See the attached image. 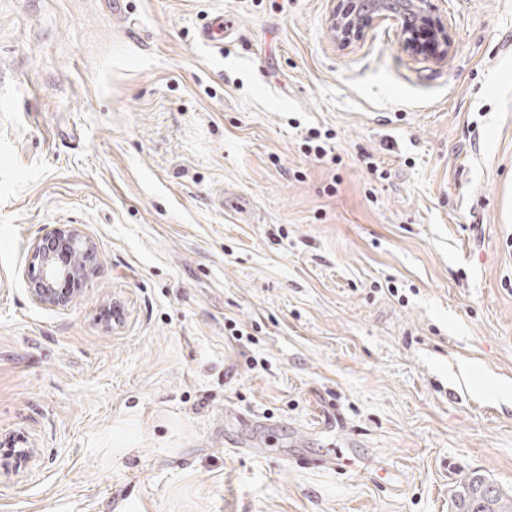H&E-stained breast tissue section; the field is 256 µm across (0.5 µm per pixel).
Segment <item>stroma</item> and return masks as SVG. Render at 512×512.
I'll list each match as a JSON object with an SVG mask.
<instances>
[{
  "label": "stroma",
  "mask_w": 512,
  "mask_h": 512,
  "mask_svg": "<svg viewBox=\"0 0 512 512\" xmlns=\"http://www.w3.org/2000/svg\"><path fill=\"white\" fill-rule=\"evenodd\" d=\"M436 3L438 63L390 20L338 45L332 0H0V512L512 489V0ZM68 225L93 270L36 304L30 246Z\"/></svg>",
  "instance_id": "obj_1"
}]
</instances>
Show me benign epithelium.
<instances>
[{"label":"benign epithelium","instance_id":"obj_1","mask_svg":"<svg viewBox=\"0 0 512 512\" xmlns=\"http://www.w3.org/2000/svg\"><path fill=\"white\" fill-rule=\"evenodd\" d=\"M434 0H417L415 10L406 14H393L391 19L400 31V43L403 50L413 57L431 61H442L448 57L453 42L447 25L436 16ZM330 30L334 40L346 44L355 37H360L363 24L356 15V9L335 10L330 16ZM62 237L67 240L75 256L74 271L86 272L83 264L93 261L97 255L94 239L76 226L59 227L53 232L35 240L31 246V260L26 271L31 298L45 306L64 307L68 301L54 294L51 284L61 275L53 261L50 241Z\"/></svg>","mask_w":512,"mask_h":512}]
</instances>
